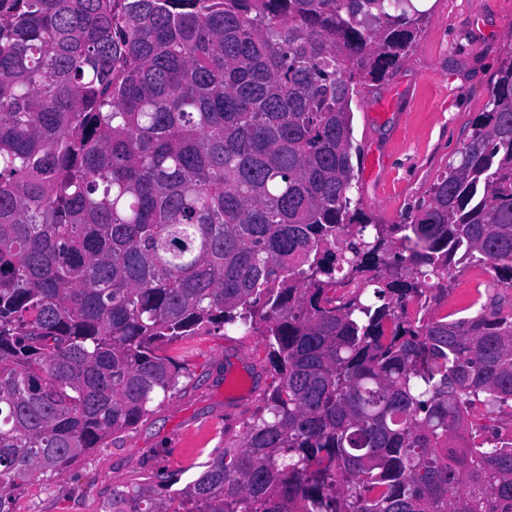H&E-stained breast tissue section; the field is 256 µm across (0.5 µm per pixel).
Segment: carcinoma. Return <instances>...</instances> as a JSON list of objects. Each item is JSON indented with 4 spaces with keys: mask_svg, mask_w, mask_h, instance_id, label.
Listing matches in <instances>:
<instances>
[{
    "mask_svg": "<svg viewBox=\"0 0 512 512\" xmlns=\"http://www.w3.org/2000/svg\"><path fill=\"white\" fill-rule=\"evenodd\" d=\"M412 0H0V512L136 428L170 342L259 331L275 372L169 497L103 512H512V51L411 224L353 203L351 101ZM408 246L410 258L400 247ZM435 283H430V280ZM452 280V286L448 290V309L450 306L463 308L470 304L474 297L477 296L476 288H479L483 294L481 302L487 301L490 297H497L510 303L512 299L511 290L504 288H496L498 274L488 266H483L481 271H476L472 267L458 272Z\"/></svg>",
    "mask_w": 512,
    "mask_h": 512,
    "instance_id": "1",
    "label": "carcinoma"
}]
</instances>
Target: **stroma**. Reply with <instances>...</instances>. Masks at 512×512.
<instances>
[{
    "label": "stroma",
    "instance_id": "obj_1",
    "mask_svg": "<svg viewBox=\"0 0 512 512\" xmlns=\"http://www.w3.org/2000/svg\"><path fill=\"white\" fill-rule=\"evenodd\" d=\"M512 50V0H432L408 56L386 80L351 103L362 206L378 223H411L417 206L469 139L489 99L493 74ZM490 267L458 272L449 305L476 294L512 300ZM185 375L157 412L62 477L42 476L15 490L11 512H102L113 483L165 472L181 482L242 421L272 381L260 336L216 330L168 347Z\"/></svg>",
    "mask_w": 512,
    "mask_h": 512
}]
</instances>
